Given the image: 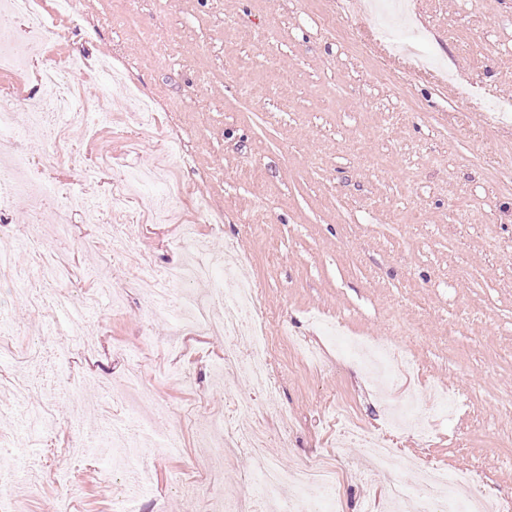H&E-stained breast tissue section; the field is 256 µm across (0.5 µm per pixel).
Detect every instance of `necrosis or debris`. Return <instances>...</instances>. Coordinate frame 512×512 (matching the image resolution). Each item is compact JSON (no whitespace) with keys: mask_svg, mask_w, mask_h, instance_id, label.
I'll use <instances>...</instances> for the list:
<instances>
[{"mask_svg":"<svg viewBox=\"0 0 512 512\" xmlns=\"http://www.w3.org/2000/svg\"><path fill=\"white\" fill-rule=\"evenodd\" d=\"M48 31L45 14L37 0H0V70L33 74L46 90L44 97L27 105L14 97L0 96V139L12 146L9 153L0 155V185L8 184L12 191L24 193L30 199L28 222L17 229L13 246L0 249V278L19 286L25 301L37 311L52 306L58 308L68 301L67 295L58 288L59 283L66 280L68 270L60 260L57 245L72 238L74 226L69 214L71 206L60 202L49 163H42L40 173L22 176L21 170L28 162L19 145L34 129L55 144L62 140L66 127L94 129L104 109L102 102L84 100L76 93L72 76L85 70L84 57L72 55L61 64L35 65L34 58ZM78 166L87 177L110 169L107 156L101 153L80 155ZM110 171L113 191L109 201L99 207L85 208L88 221L95 228V243L109 246L113 270L130 283L151 281L152 286L145 293V304L150 312L173 310L198 330H216L223 334L224 368L246 372L254 388L266 395L267 403L252 406L245 399L236 398L234 406L237 411L250 415L249 424L236 428L218 416L211 419L205 436L217 462L243 451L261 454L269 441L265 426L268 411H277L285 428L290 426L291 418L275 399L276 384L267 362L268 339L257 328L264 312L256 284L236 280L231 287L219 289L217 307L202 305L188 292L187 286L209 280L211 270L197 260L201 242L191 225L183 230V262L165 272H156L152 263L142 259V239L128 228L132 216L123 195L129 185L148 183L149 172L145 169ZM20 253L25 255V262L17 261ZM177 282L184 284V291L174 290ZM243 340L251 341L253 352L249 360L242 363L237 357V346ZM19 417L27 426L24 435H0V470L5 472L17 468L10 448L22 441L43 444L45 433L53 428L51 416L45 410L36 413L23 410ZM135 425L136 416L131 413L97 430V446L119 449L115 464L125 472L133 471L137 465V452L130 437ZM357 434L364 444V461L370 471L388 473L401 465L415 474L419 496L408 500L391 498L388 512H447L448 500L442 493L443 472L428 462L401 456L396 449L388 447L384 438L365 429H358ZM336 474L334 463L328 459L303 460L289 469L266 464L260 476L247 473L242 477L246 483L258 481L264 491L263 498H240L234 512H335Z\"/></svg>","mask_w":512,"mask_h":512,"instance_id":"obj_1","label":"necrosis or debris"}]
</instances>
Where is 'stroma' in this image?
I'll use <instances>...</instances> for the list:
<instances>
[{
  "label": "stroma",
  "instance_id": "35a3bbf8",
  "mask_svg": "<svg viewBox=\"0 0 512 512\" xmlns=\"http://www.w3.org/2000/svg\"><path fill=\"white\" fill-rule=\"evenodd\" d=\"M42 54L85 55L76 81L112 114L97 137L74 127L54 146L35 132L22 152L53 156L62 192L97 202L107 178H85L70 150H107L126 169L170 160L179 192L152 183L131 204L154 264L177 265L182 227L192 224L210 253L234 244L241 276L259 283L277 398L294 421L268 458L289 467L329 456L341 473L336 512H385L394 484L413 492L405 469L358 478L362 450L331 411L343 406L386 430L379 388L348 340L396 343L417 369L394 392L418 402L429 438L389 432L394 447L440 466L448 498L466 472L488 495L512 500V115L497 113L512 104V0H84L58 20ZM156 200L170 201L180 223H156ZM202 200L222 212L220 226L199 220ZM72 219L71 290L93 294L110 261L81 213ZM113 281L121 311L105 302L86 316L96 357L56 360L28 406L53 409L61 440L89 437L122 413L103 386L139 367L183 452L158 447L162 428L140 433L149 481L137 512H209L211 491L229 500L253 493L240 474L259 462L241 454L213 464L203 431L216 414L243 422L228 395L259 404L262 393L240 371L214 383L223 336L177 343L176 314H149L140 287ZM1 313L20 330L18 350L57 326L0 280ZM86 370L95 380L82 394L98 408L79 427L58 381ZM438 389L453 413L433 408ZM14 452L24 467L0 489L20 512H46L69 490L78 512H111V450L67 452L48 468L41 447ZM210 465L213 490L188 495Z\"/></svg>",
  "mask_w": 512,
  "mask_h": 512
}]
</instances>
